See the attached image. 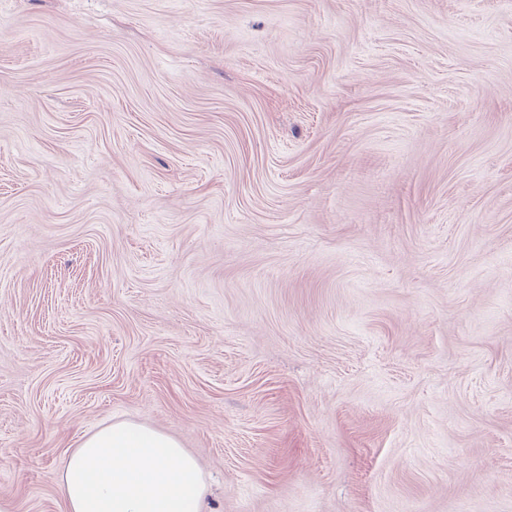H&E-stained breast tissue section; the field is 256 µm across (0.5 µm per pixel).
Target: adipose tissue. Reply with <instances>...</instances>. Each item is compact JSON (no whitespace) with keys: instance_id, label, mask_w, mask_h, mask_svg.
<instances>
[{"instance_id":"adipose-tissue-1","label":"adipose tissue","mask_w":512,"mask_h":512,"mask_svg":"<svg viewBox=\"0 0 512 512\" xmlns=\"http://www.w3.org/2000/svg\"><path fill=\"white\" fill-rule=\"evenodd\" d=\"M62 512H201L207 486L173 437L119 421L85 437L60 474Z\"/></svg>"}]
</instances>
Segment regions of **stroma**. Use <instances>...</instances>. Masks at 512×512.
<instances>
[{"instance_id":"35a3bbf8","label":"stroma","mask_w":512,"mask_h":512,"mask_svg":"<svg viewBox=\"0 0 512 512\" xmlns=\"http://www.w3.org/2000/svg\"><path fill=\"white\" fill-rule=\"evenodd\" d=\"M115 420L205 512H512V0H0V501Z\"/></svg>"}]
</instances>
